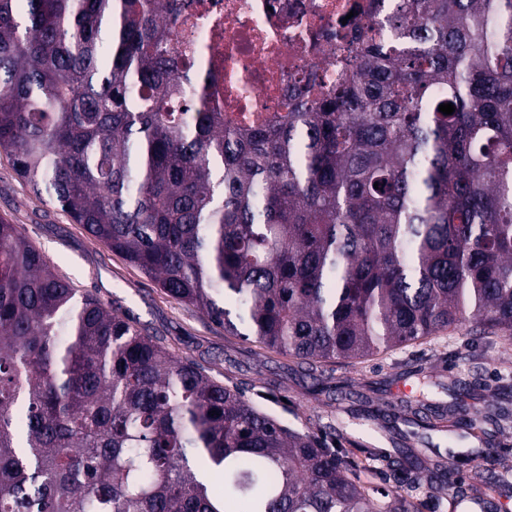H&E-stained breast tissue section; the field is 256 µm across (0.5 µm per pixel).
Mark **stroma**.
Returning a JSON list of instances; mask_svg holds the SVG:
<instances>
[{"label":"stroma","mask_w":512,"mask_h":512,"mask_svg":"<svg viewBox=\"0 0 512 512\" xmlns=\"http://www.w3.org/2000/svg\"><path fill=\"white\" fill-rule=\"evenodd\" d=\"M0 217L21 225L55 271L79 293L97 296L128 315L149 335L160 337L177 359L192 360L216 381L241 388L260 409L293 429L342 421L351 441L388 448L391 436L375 432L355 407L336 412L330 389L343 385L374 404H390L430 374L438 387L426 388L430 401L446 405L480 397L484 390L512 392V346L460 329L432 345H413L361 364H334L309 377L291 357L264 352L257 343L225 335L222 326L192 306L167 295L158 283L73 223L48 195H35L17 176L12 157L0 151ZM431 447L465 451L493 444L512 461V427L488 426L486 433L457 428L453 438L429 432Z\"/></svg>","instance_id":"1"}]
</instances>
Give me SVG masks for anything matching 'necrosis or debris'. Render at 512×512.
I'll list each match as a JSON object with an SVG mask.
<instances>
[{"instance_id": "4bbe7bcc", "label": "necrosis or debris", "mask_w": 512, "mask_h": 512, "mask_svg": "<svg viewBox=\"0 0 512 512\" xmlns=\"http://www.w3.org/2000/svg\"><path fill=\"white\" fill-rule=\"evenodd\" d=\"M169 26L172 52L197 65L206 108L233 125L274 120L288 90L335 87L356 68L360 39L380 37L394 0H186Z\"/></svg>"}]
</instances>
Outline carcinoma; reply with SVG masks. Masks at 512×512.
Segmentation results:
<instances>
[{
    "mask_svg": "<svg viewBox=\"0 0 512 512\" xmlns=\"http://www.w3.org/2000/svg\"><path fill=\"white\" fill-rule=\"evenodd\" d=\"M357 76L277 125L200 105L162 23L184 0H0V150L35 195L161 289L324 374L467 324L512 345V0H397ZM442 103L455 105L445 115ZM410 425L512 422L406 396ZM390 452L414 480L469 455ZM339 428L299 432L76 298L0 219V512H420L361 479ZM488 448L480 485L509 486Z\"/></svg>",
    "mask_w": 512,
    "mask_h": 512,
    "instance_id": "obj_1",
    "label": "carcinoma"
}]
</instances>
